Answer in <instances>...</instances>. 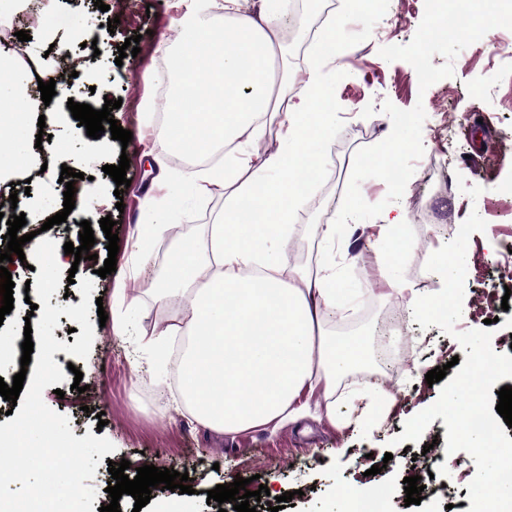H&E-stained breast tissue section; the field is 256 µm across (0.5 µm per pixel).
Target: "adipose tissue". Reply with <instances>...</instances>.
Segmentation results:
<instances>
[{"label":"adipose tissue","instance_id":"1","mask_svg":"<svg viewBox=\"0 0 512 512\" xmlns=\"http://www.w3.org/2000/svg\"><path fill=\"white\" fill-rule=\"evenodd\" d=\"M259 18L236 19L224 37L211 39L203 20L184 23L181 43L189 56L182 70L187 78L209 72L198 85L194 105L181 94L169 98L170 121L165 137L173 146L231 143L232 167L250 168V143L264 131L262 117L276 118L292 154L262 159L253 180L231 189L218 224L210 229L208 249L216 272L198 264L195 250L180 251L173 260L175 279L193 295L183 313L168 326L167 336L190 343L182 360L183 392L196 417L212 430L240 433L297 415L304 392L327 386L336 371L364 347L354 349L315 334L318 315L336 306V273L327 270L317 287L305 288L288 278L287 224L308 183L302 159L318 155L322 132L336 115L322 109L323 86L312 79L301 91L292 85L272 88L270 62L275 54L278 0H263ZM33 45L0 50V70L15 74L0 85V139L10 149L0 153V176L27 151L30 109L29 77L19 60L34 57ZM247 83H240L242 70Z\"/></svg>","mask_w":512,"mask_h":512}]
</instances>
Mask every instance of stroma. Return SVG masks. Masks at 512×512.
Listing matches in <instances>:
<instances>
[{"label":"stroma","mask_w":512,"mask_h":512,"mask_svg":"<svg viewBox=\"0 0 512 512\" xmlns=\"http://www.w3.org/2000/svg\"><path fill=\"white\" fill-rule=\"evenodd\" d=\"M62 0L57 13L59 35H66L73 15L82 18V39L54 47L40 58L41 72L58 67L63 52L78 53L81 43L108 46V54L85 57L78 77L72 80L75 98L99 109L105 100H121L113 115L119 126L130 130L128 145L102 133L93 139L79 130L66 103H59L56 119L39 125L38 113L28 115L31 133L46 131L51 150L29 148L0 184V195L11 185L26 181L33 192L45 195L42 209L29 219L44 226L60 211L64 196L51 192L48 172L61 165H77L85 176L105 180V166L128 157L126 176L131 181L122 196L107 195L80 213L90 221L96 239L93 259H81L78 277L94 280L93 297L102 298L107 321L90 313L94 340L87 359H74L82 374L85 392L72 390L70 382L58 389H45L44 403L65 415L75 437L100 430L115 447L108 462L100 463L91 481L97 503H109L106 488L111 480L109 462L128 460L129 476H136L145 458H154L160 468L188 473L193 494L163 488L152 490L141 512H231L232 503L209 502L207 492L234 479H249L250 490L269 488L261 504L272 507L282 493H293L284 512H345L352 494L379 488L388 512H468V485L476 465L463 451L446 454L447 428L434 419L420 441L396 445L405 422L434 404L439 386H428L425 376L438 366H447L463 349L455 337L436 326L421 328L412 315L410 293L434 294L443 281L426 271L429 255L449 242L450 234L478 213L485 231L473 233L467 247V274L462 316L457 331L480 329L492 317V347L512 352V310H503L505 294L498 273L512 266V30L494 28L463 49L453 62L454 74L427 90H420L417 74L407 62H389L379 50L405 45L415 36L424 14V0H379L376 10L352 9L348 0H337L332 11L336 29L356 49L341 59L325 55L308 29L286 44L278 55L276 80H289L303 87L311 71L325 78L334 102L336 123L323 139L315 185L296 202L288 235L291 274L316 279L323 273V229L332 223L348 186L350 172L344 164L356 151L383 141L392 123L383 113L384 102L408 110L423 103L424 154L415 164L411 184L427 172L444 169L445 190L430 188L421 200L404 193L394 207L403 215L396 257L385 258L373 231L344 237L338 259L354 271L362 291L363 308H337L323 318L321 331L342 344L362 342L367 355L362 363H349L336 372L330 389H316L306 398L303 414L276 427L237 434L215 432L193 413L190 403L174 383L171 349L149 347L148 339L161 336L176 318L182 291L159 300L157 286L169 281L168 261L181 242L196 245L199 261L207 259L211 224L224 213L227 182L250 179V172L225 167L224 178L209 193L195 191L187 169L173 166L168 157L173 148L161 136V126L151 103L168 74L162 60L181 46L184 18L211 19L220 13L224 0ZM118 19L116 31L107 22ZM139 37L140 53L120 57L118 48L126 38ZM124 209H116V202ZM111 217L119 237L115 272L94 277L108 257V241L100 220ZM166 224L158 235L147 225ZM183 230L172 236V228ZM16 285L13 309L0 320V333L23 337L26 323H38L25 301V283L36 272L10 262ZM123 289L125 301L113 302L115 289ZM388 397L379 413L368 410L375 394ZM106 425H99L97 413ZM426 458L432 473L426 479L420 504L404 502V477L415 459ZM380 474H371L372 466Z\"/></svg>","instance_id":"1"}]
</instances>
